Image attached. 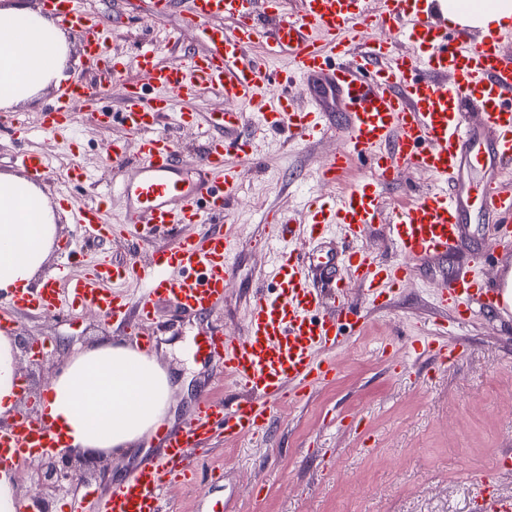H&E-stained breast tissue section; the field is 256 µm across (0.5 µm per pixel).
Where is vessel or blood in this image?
<instances>
[{"label":"vessel or blood","instance_id":"vessel-or-blood-1","mask_svg":"<svg viewBox=\"0 0 512 512\" xmlns=\"http://www.w3.org/2000/svg\"><path fill=\"white\" fill-rule=\"evenodd\" d=\"M45 3L65 26L83 32L94 75L52 99L43 114L45 133L71 129L70 100L101 97L95 78L104 71L143 73L160 92L149 99L137 82L125 85L123 123L137 141L139 157L115 183L123 199L121 221L104 223L99 205L76 202L74 223L89 237L116 233L134 246L170 231L176 239L147 263L103 256L81 278L58 270L39 291L17 293L0 305L1 329L13 327L14 310L64 314L78 306L95 308L111 317L121 341L150 352L152 336L131 322L151 320L158 302L192 318L224 301L225 284L234 274L231 258L244 247L234 225L214 227L240 189L232 157L257 155L266 133L276 131L302 141L344 138L346 149L319 172L322 183H337L353 159L369 164L367 177L332 202L309 196L301 223L265 221V242L276 246L278 259L263 278L276 282L278 293L253 296L244 336L204 332L194 344L195 355L231 380L234 392L221 399L210 392L199 396L186 422L159 427L151 460L107 492L73 495L70 512H164L170 487L198 483L199 460L215 437L228 443L263 439L279 406L334 378L336 363L328 353L338 345L340 323L357 335L365 317L348 302H327L326 289L314 285L313 267H322L331 279L337 268H345L369 303L381 305L411 275L414 262L445 256L462 243L466 217L476 206L490 218L497 238L512 248V188L504 185L505 173L512 171V25L474 37L466 28L449 26L439 0H384L376 16L362 9L361 0H189L185 21L202 51L163 63L151 41L134 55L116 53L115 35L101 31L81 0ZM400 41L410 43L411 51L396 52ZM278 56L287 57L288 70L267 69L266 59ZM297 76L314 87L304 109L288 98ZM206 92L219 93L232 109L202 117L181 110V102ZM332 108L342 112L341 126L326 123ZM473 110L480 113L475 124L466 119ZM172 112L181 121L204 125L208 144L194 168L181 164L173 138L157 130L161 117ZM14 162L37 179L50 173L39 152L21 153ZM409 169L430 175L439 188L389 207L384 188ZM477 182L482 192L476 200ZM380 224L396 247L398 263L379 261L365 246L369 230ZM335 225L346 232L341 252H325L313 262L293 249L296 237L317 243ZM131 280L141 287L138 296L124 288ZM504 292L501 282L455 277L442 287L440 302L462 321L466 306H503ZM412 347L442 366L459 357L437 338L414 340ZM65 446L47 415L22 417L0 428V467Z\"/></svg>","mask_w":512,"mask_h":512}]
</instances>
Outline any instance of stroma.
I'll return each mask as SVG.
<instances>
[{
	"label": "stroma",
	"instance_id": "obj_1",
	"mask_svg": "<svg viewBox=\"0 0 512 512\" xmlns=\"http://www.w3.org/2000/svg\"><path fill=\"white\" fill-rule=\"evenodd\" d=\"M85 2L103 29L117 30L120 52L130 51L143 38L155 40L176 30L180 44L175 51H163V59L202 50L194 34L184 31L180 9L158 17L146 0ZM55 93L47 88L23 106L33 131L25 140L10 129L9 113L0 111V173L14 171L11 157L16 152H47L53 172L41 186L51 198L67 186L78 202L103 201L107 218H116L123 202L113 186L112 143L125 141L132 156L136 142L120 118L102 124L97 116L102 105L120 110L124 85L115 82L102 102L73 105L72 149L41 130L44 109ZM162 129L176 141L182 164L193 167L204 144L198 126L172 116L164 119ZM344 146L336 136L305 143L276 135L267 138L258 161L240 162L242 189L224 221L235 225L245 247L233 258L235 274L226 285L223 304L205 317L188 318L162 302L145 327L154 338L152 352L158 362L188 383L172 396L177 422L189 419L207 385L208 368L192 351L199 332L241 336L246 331L248 301L261 284L263 269L276 259L261 241L263 220L296 217L310 193L333 197L336 187L320 183L318 172ZM73 166L85 170L87 183L68 186L67 172ZM57 223L54 254L46 266L51 274L66 245L72 250L69 273L74 277L88 273L104 250L117 262L133 253L145 261L153 252L149 246L132 250L118 237L105 244L80 238L66 207ZM495 242L490 224L475 213L462 246L447 257L417 262L413 276L395 290L386 308H370L364 292L350 287L348 298L364 311L367 329L356 337L341 333L333 353L336 378L301 401L283 404L265 443L217 442L204 469L220 472V479L171 488L167 498L177 512H486L488 493L512 497V471L498 474L490 490L468 478L469 472L489 469L502 454L512 452V313L478 307L460 325L438 300L441 283L452 275L478 273L491 282L512 272V257L506 255L494 264L474 265L476 255L494 252ZM18 321L20 329L43 344L42 350L18 362L25 408L43 395L47 382L73 355L114 338L110 319L82 308L67 316L22 313ZM441 336L461 358L437 370L411 343ZM151 446L147 438L102 460L87 484L100 489L108 482L120 483ZM87 484L75 480L70 489L75 492Z\"/></svg>",
	"mask_w": 512,
	"mask_h": 512
}]
</instances>
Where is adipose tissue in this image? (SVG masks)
<instances>
[{"label": "adipose tissue", "instance_id": "obj_1", "mask_svg": "<svg viewBox=\"0 0 512 512\" xmlns=\"http://www.w3.org/2000/svg\"><path fill=\"white\" fill-rule=\"evenodd\" d=\"M449 23L487 29L512 21V0H442ZM66 32L42 9L0 0V110L26 104L66 80ZM59 228L55 204L28 178L0 173V292L35 285ZM21 389L14 339L0 332V418L17 408ZM44 401L71 451L94 455L126 448L165 416L172 392L153 355L117 342L94 343L71 357Z\"/></svg>", "mask_w": 512, "mask_h": 512}]
</instances>
